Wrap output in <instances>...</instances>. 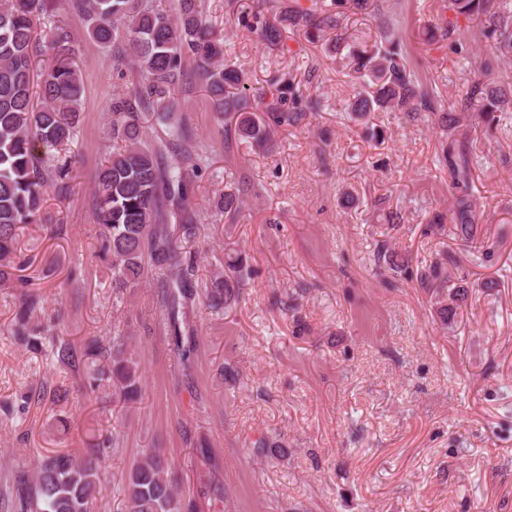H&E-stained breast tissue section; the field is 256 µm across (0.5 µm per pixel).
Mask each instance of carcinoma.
Masks as SVG:
<instances>
[{
	"mask_svg": "<svg viewBox=\"0 0 512 512\" xmlns=\"http://www.w3.org/2000/svg\"><path fill=\"white\" fill-rule=\"evenodd\" d=\"M87 23V33L106 46L116 41L128 46L138 63L139 83L132 95L112 103V154L97 174L99 200L97 223L104 237L103 250L112 254V279L117 286L136 284L149 258L161 270L176 272L160 282V305L166 311L174 350L179 359L189 358L194 338L183 335L178 313L197 295L194 257L178 245L169 227L171 208L177 207L182 233L196 235L194 218L187 214L191 193L208 156L193 145L192 131L182 123L170 124L168 137L150 140L147 123L155 115L170 120L174 91L190 59L205 80L213 110L224 115L226 127L259 149L270 144V125L282 126L316 109L319 101H303L302 94L288 88L291 110L270 108L268 122L250 111L251 102L242 92L244 75L223 62L224 43L212 29L202 0H172L169 11L156 0H75ZM336 14L321 16L314 5H288V21L301 24L306 33L339 28L343 11L377 14L385 25L371 48L351 47L348 58L352 72L367 77L371 84L355 91L348 106L358 120L382 109H393L411 118L427 113L449 131L441 141L440 166L451 171L455 202L451 217L434 214L429 223L454 225L455 235L466 245L480 250L479 214L471 199L473 159L467 134H458L457 112L479 111L487 134H492L497 113L512 106V98L499 87L482 81L461 90L446 112L436 111L434 90L422 85L415 70L407 65L399 33L387 0H334ZM454 17L445 25L424 33L427 44L438 42L461 29L459 20L484 19V38L492 42L483 60V70L492 71L498 61L512 53V0H449ZM45 0H0V281L11 278L19 230L37 222L50 185H67L70 165L40 153V147H63L76 133L81 106L80 70L72 58L66 34L60 33L42 50L43 64L36 67L37 20ZM186 152L182 166L165 163L174 147ZM241 200L231 184L225 185L217 209L230 216ZM446 256L431 264L422 279L434 288L436 313L443 324L454 316L467 298L461 284L448 287ZM239 299L230 276L212 284L208 307L226 309ZM35 304L26 302L16 314L15 340L39 349V339L29 327ZM53 355L63 364H73L77 355L67 341L54 344ZM85 355L90 370L89 385L96 390L108 381L128 399L138 391V361L126 349V337L112 336L110 365L102 367V348L94 343ZM108 460L100 447L75 456L53 452L38 460L34 469L38 512H92L106 478ZM169 461L152 450L126 478L124 495L128 512H182L183 505L167 478Z\"/></svg>",
	"mask_w": 512,
	"mask_h": 512,
	"instance_id": "obj_1",
	"label": "carcinoma"
}]
</instances>
